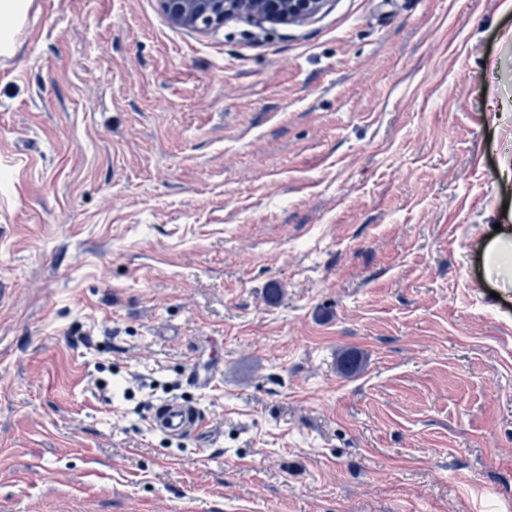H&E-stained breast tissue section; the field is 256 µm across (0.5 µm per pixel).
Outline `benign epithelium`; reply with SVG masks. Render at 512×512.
<instances>
[{"mask_svg":"<svg viewBox=\"0 0 512 512\" xmlns=\"http://www.w3.org/2000/svg\"><path fill=\"white\" fill-rule=\"evenodd\" d=\"M332 0H160L176 25L208 30L224 20L246 15L263 23L288 25L309 22Z\"/></svg>","mask_w":512,"mask_h":512,"instance_id":"7a95c632","label":"benign epithelium"}]
</instances>
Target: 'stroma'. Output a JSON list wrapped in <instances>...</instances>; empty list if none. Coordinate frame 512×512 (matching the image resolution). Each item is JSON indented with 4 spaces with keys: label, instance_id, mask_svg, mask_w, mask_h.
Instances as JSON below:
<instances>
[{
    "label": "stroma",
    "instance_id": "stroma-1",
    "mask_svg": "<svg viewBox=\"0 0 512 512\" xmlns=\"http://www.w3.org/2000/svg\"><path fill=\"white\" fill-rule=\"evenodd\" d=\"M508 158L512 0L210 31L33 0L0 56V512H512ZM168 400L205 440L150 430ZM488 274L500 288H512V226L502 224L486 253Z\"/></svg>",
    "mask_w": 512,
    "mask_h": 512
}]
</instances>
